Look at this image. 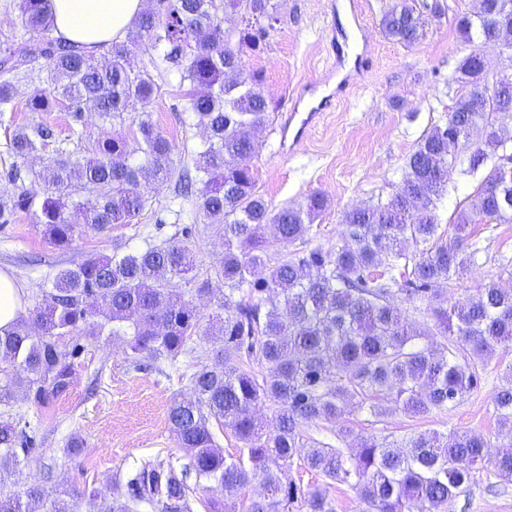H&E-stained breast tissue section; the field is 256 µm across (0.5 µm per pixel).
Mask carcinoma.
<instances>
[{"label": "carcinoma", "mask_w": 512, "mask_h": 512, "mask_svg": "<svg viewBox=\"0 0 512 512\" xmlns=\"http://www.w3.org/2000/svg\"><path fill=\"white\" fill-rule=\"evenodd\" d=\"M472 15L458 18L462 37L512 47V0H476ZM22 27L39 38L0 52V107L10 103L15 83L45 77L49 89L35 93L31 112L63 109L75 125L86 113L124 121L138 110V135L128 141L104 131L93 155L69 149L59 126L39 120L13 132L7 148L25 158L47 146L56 157L39 174L42 185L25 182L17 165L3 170L14 192L0 196V224L21 213L44 228L50 242L65 247L80 232L102 233L131 224L146 203V189L175 181V197L192 210L171 211L181 236L122 255L89 254L60 270L52 288L0 336V405L23 394L46 407L67 393L80 343L61 339L81 330L95 337L111 326L127 355L173 362L189 357L184 375L191 394L168 412L169 428L189 462L177 468L151 460L126 477V494L112 498L90 492L94 512H192L191 498L204 480L214 482L207 512H334L328 487L349 488L360 512H448L469 491L486 461L484 439L467 432H415L382 439L366 436L354 448L313 437L308 430L337 422L351 409L378 418L386 411L410 416L443 411L478 387V363L512 344V289L491 280L464 305L448 301L439 288L451 284L482 251L468 226L512 222V175L490 169L459 214L454 237L437 235L435 210L448 193L449 171L464 163L473 171L484 147L504 146L493 130V114H512V91L492 93L482 81L477 53L464 57L454 81L471 86L455 99L443 126H436L410 155L396 192L385 202L343 213L336 244L310 248L313 222L326 208L320 194L277 210L256 189L249 160L259 153L258 134L271 120L264 76L248 70L242 55L257 52L272 27V0H148L134 29L115 42L99 62L58 38L48 0H20ZM224 24L217 23L218 14ZM442 15L437 0H392L382 16L385 34L405 45L418 43ZM138 50L142 69L127 65ZM174 73L187 111L206 137L175 169V146L156 128L150 107L160 95L158 80ZM470 149L468 161L448 153L456 127ZM205 224L224 239L214 264L224 283V319L216 323L222 345L201 347L202 316L195 297L212 292L209 280L189 276L193 268L185 241L193 225ZM293 250L282 258L266 253L267 233ZM194 283L185 291L173 285ZM420 301L427 319L410 320L401 304ZM428 336L443 338L437 348ZM214 362H208V358ZM495 412L512 423V367L498 389ZM265 404L275 426L256 416ZM240 443L233 456L215 440L212 421ZM42 452L35 438L10 414L0 415V512H71L72 493L47 487L20 459ZM325 483L304 487L288 474L292 466ZM498 477H512V441L494 460ZM23 483V489L11 487ZM262 487L244 497L252 484Z\"/></svg>", "instance_id": "obj_1"}]
</instances>
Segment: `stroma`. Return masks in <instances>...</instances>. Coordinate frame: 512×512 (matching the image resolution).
Returning <instances> with one entry per match:
<instances>
[{
	"instance_id": "obj_1",
	"label": "stroma",
	"mask_w": 512,
	"mask_h": 512,
	"mask_svg": "<svg viewBox=\"0 0 512 512\" xmlns=\"http://www.w3.org/2000/svg\"><path fill=\"white\" fill-rule=\"evenodd\" d=\"M359 2L361 13L355 20L342 12L340 0H276L278 20L263 49L243 57L247 68L262 71L265 88L277 105L271 125L260 136V152L251 161L257 189L275 209L301 203L314 192L322 194L327 208L315 220L310 239L312 245L325 249L335 245L344 211L387 200L396 191L407 159L423 135L446 122L454 97L462 90L450 78L474 49L456 28L457 19L473 11L474 0H441L444 15L432 22L425 38L411 46L388 38L382 30L381 14L390 0ZM358 26L364 38L357 46L370 53L372 68L345 97L337 99L333 96L336 82L329 77L336 60L328 44L333 36L353 33ZM309 84L316 85L317 97H331L332 103L293 149L282 150L276 127L286 117L284 106ZM38 87L35 81L15 86L10 121L0 125V169L15 163L32 176L54 157L49 148L18 160L5 152L12 131L36 120L27 102ZM184 106L176 80L168 79L154 103L152 120L176 145L193 147L204 131L185 123ZM487 173L484 167L471 176L449 173L452 191L436 209L443 240L453 236L458 212L467 207ZM148 196V205L135 223L103 233H81L66 250L49 243L41 226L29 216L0 226V268L19 280L27 290L28 304H35L51 288L56 273L82 256L126 253L143 247L148 235H174L176 225L160 231L154 227L166 207L178 205L172 183L152 187ZM476 230L484 254L446 291L449 300L459 304L489 281L512 286V280L499 273L500 256H512V223L480 224ZM186 363L182 357L162 362L157 370L140 368L126 357L120 339L104 334L86 341L65 396L46 408L21 399L13 406L14 413L22 415L35 431L43 450L40 460L30 462V470L40 473L50 487L79 489L72 510L90 512L82 489L107 497L124 492L121 476L145 460L183 464V453L169 431L167 412L174 399L189 392L181 377ZM511 364L512 350L489 359L479 387L448 410L417 417L391 412L375 423L355 410L346 415L344 424L359 436L425 430L473 432L489 443L490 455H497L512 440L494 411L503 372ZM74 435L83 438L84 446L80 453L65 456L66 444ZM492 481L498 485L494 493L486 490ZM450 510L512 512V479H497L492 467H485L477 473L470 492L456 498Z\"/></svg>"
}]
</instances>
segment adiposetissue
I'll return each mask as SVG.
<instances>
[{"label": "adipose tissue", "instance_id": "adipose-tissue-1", "mask_svg": "<svg viewBox=\"0 0 512 512\" xmlns=\"http://www.w3.org/2000/svg\"><path fill=\"white\" fill-rule=\"evenodd\" d=\"M56 37L88 54H105L123 41L141 12L143 0H50ZM25 289L0 269V335L11 331L25 309Z\"/></svg>", "mask_w": 512, "mask_h": 512}]
</instances>
